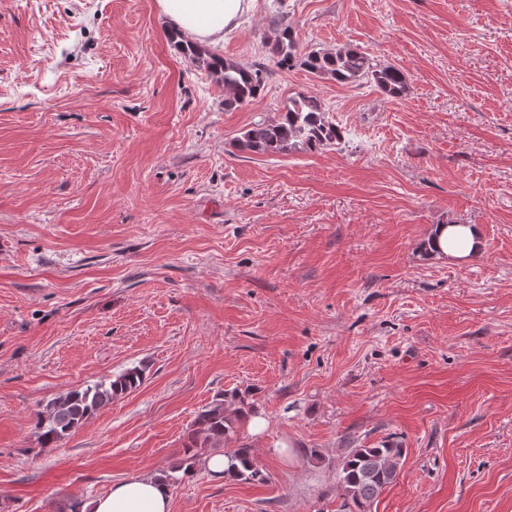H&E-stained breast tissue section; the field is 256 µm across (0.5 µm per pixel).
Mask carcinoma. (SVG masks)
<instances>
[{"instance_id": "obj_1", "label": "carcinoma", "mask_w": 512, "mask_h": 512, "mask_svg": "<svg viewBox=\"0 0 512 512\" xmlns=\"http://www.w3.org/2000/svg\"><path fill=\"white\" fill-rule=\"evenodd\" d=\"M274 37L267 47L277 66L301 68L318 79L338 84H372L391 100L407 93L404 72L392 65H382L367 52L351 46L333 49H300L295 30L282 20L273 21ZM169 40L191 63L205 69L224 86V106L238 108L256 101L264 89L263 70L256 64L237 62L210 52L181 34L168 32ZM345 141V131L333 122L324 103L315 95L298 93L280 110L276 120H260L248 126L234 141L241 152L277 154L295 149L318 151ZM142 380L140 370L129 369L109 383L74 389L49 402L38 414L43 438L56 442L67 438L95 411L112 398L137 387ZM255 413V402L237 391L230 394V405L215 403L203 409L194 419L183 448V459L172 468L189 474L198 466L202 448H227L226 474L249 483L262 480L250 448L229 444L236 440L239 424ZM405 461V449L394 442L352 448L341 462L338 473L336 512H373L374 503L385 488L398 477Z\"/></svg>"}]
</instances>
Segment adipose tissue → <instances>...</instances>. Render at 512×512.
Instances as JSON below:
<instances>
[{"label":"adipose tissue","mask_w":512,"mask_h":512,"mask_svg":"<svg viewBox=\"0 0 512 512\" xmlns=\"http://www.w3.org/2000/svg\"><path fill=\"white\" fill-rule=\"evenodd\" d=\"M247 0H156V8L182 34L217 43L235 24ZM431 252L448 261H463L483 249L480 229L474 224H439L430 236ZM82 512H171L167 484L150 475L135 476L113 485L111 491L82 506Z\"/></svg>","instance_id":"obj_1"}]
</instances>
